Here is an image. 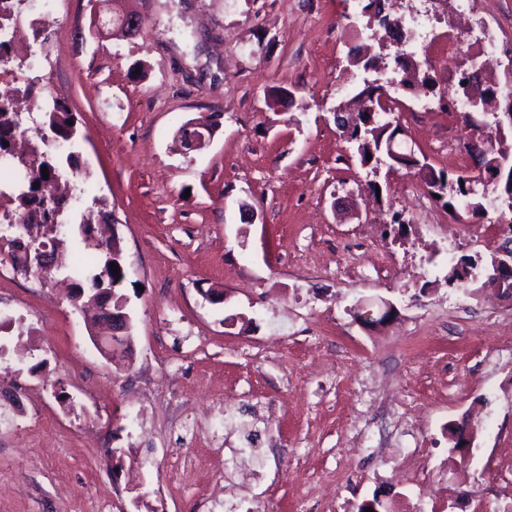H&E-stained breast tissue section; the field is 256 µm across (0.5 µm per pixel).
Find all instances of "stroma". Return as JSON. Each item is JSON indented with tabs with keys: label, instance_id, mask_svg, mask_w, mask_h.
Here are the masks:
<instances>
[{
	"label": "stroma",
	"instance_id": "obj_1",
	"mask_svg": "<svg viewBox=\"0 0 512 512\" xmlns=\"http://www.w3.org/2000/svg\"><path fill=\"white\" fill-rule=\"evenodd\" d=\"M359 0H56L35 97L63 86L77 120V185L105 198L128 276L131 357L98 352L68 283L51 297L0 271V306L38 318L0 422V512H406L419 488L384 454L424 469L465 512H498L512 464V297L455 288L463 255L502 241L458 222L412 170L369 174L333 119L361 89L348 63L372 39ZM140 31L113 34L114 11ZM393 115L450 177L447 112ZM214 120L206 147L177 138ZM403 212L405 228L391 222ZM386 263L376 268L374 255ZM218 288L224 301L206 300ZM398 310L370 328L359 304ZM418 422L401 428L408 404ZM483 416L469 460L452 430ZM261 437L254 476L224 458Z\"/></svg>",
	"mask_w": 512,
	"mask_h": 512
}]
</instances>
